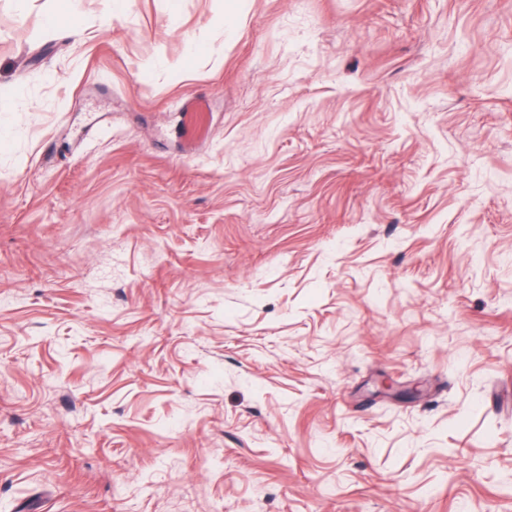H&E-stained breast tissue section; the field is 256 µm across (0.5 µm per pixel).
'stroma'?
<instances>
[{"mask_svg":"<svg viewBox=\"0 0 512 512\" xmlns=\"http://www.w3.org/2000/svg\"><path fill=\"white\" fill-rule=\"evenodd\" d=\"M0 0V512H512V0Z\"/></svg>","mask_w":512,"mask_h":512,"instance_id":"35a3bbf8","label":"stroma"}]
</instances>
